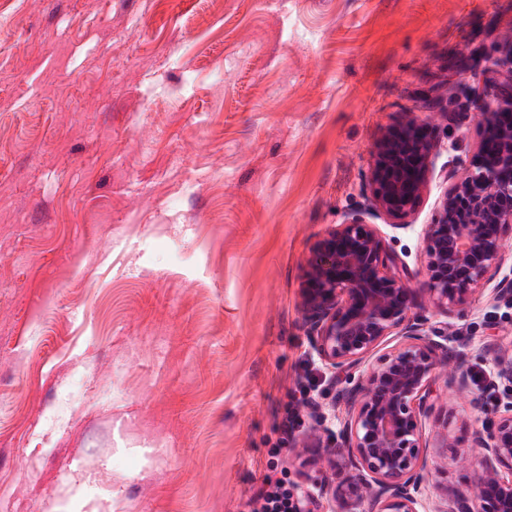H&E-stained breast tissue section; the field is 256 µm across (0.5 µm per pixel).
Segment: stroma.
Segmentation results:
<instances>
[{"label": "stroma", "instance_id": "1", "mask_svg": "<svg viewBox=\"0 0 512 512\" xmlns=\"http://www.w3.org/2000/svg\"><path fill=\"white\" fill-rule=\"evenodd\" d=\"M511 55L512 0H0V512H249L272 471L311 512H369L319 489L344 385L312 348L305 260L412 113L436 128L428 191L408 228L376 225L420 289ZM415 311L470 371L512 347L511 296ZM506 398L438 376L426 512L473 496L454 451L480 458Z\"/></svg>", "mask_w": 512, "mask_h": 512}]
</instances>
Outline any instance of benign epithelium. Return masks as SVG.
I'll return each instance as SVG.
<instances>
[{
    "mask_svg": "<svg viewBox=\"0 0 512 512\" xmlns=\"http://www.w3.org/2000/svg\"><path fill=\"white\" fill-rule=\"evenodd\" d=\"M495 100L482 107L483 136L470 168L436 202L426 229L423 292L444 313L463 310L493 286L512 296L502 230L512 224V57L497 65ZM434 127L406 116L379 138L371 167L369 206L319 237L304 267L303 309L319 359L356 383L347 391L342 444L350 468L339 472L332 496L370 500L376 512H420L417 494L422 420L437 373L452 372L457 391H469L463 361L430 338L426 318L412 314L417 291L389 270L384 244L367 215L406 228L428 189ZM399 336L402 342L359 376L368 356ZM495 376L512 391V349L497 358ZM481 449L472 501L455 499L432 512H512V398L489 430H475Z\"/></svg>",
    "mask_w": 512,
    "mask_h": 512,
    "instance_id": "7a95c632",
    "label": "benign epithelium"
}]
</instances>
